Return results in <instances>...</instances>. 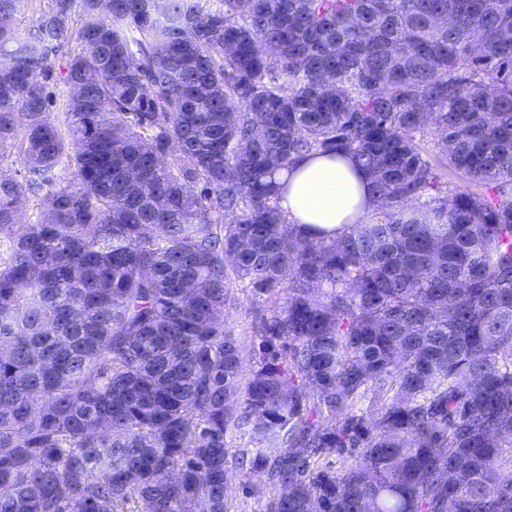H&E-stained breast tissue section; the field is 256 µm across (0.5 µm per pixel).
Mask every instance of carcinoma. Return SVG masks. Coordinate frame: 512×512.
<instances>
[{"label":"carcinoma","instance_id":"1","mask_svg":"<svg viewBox=\"0 0 512 512\" xmlns=\"http://www.w3.org/2000/svg\"><path fill=\"white\" fill-rule=\"evenodd\" d=\"M222 2L0 0V512H228L231 424L266 512H512V0ZM310 152L375 195L331 240L277 204ZM51 0H22L16 13L15 29L19 34H27L32 21L47 9ZM64 61V54L62 55L61 53L52 58V71L46 80L47 91L51 93L50 111L54 113L62 112L65 106V89L57 81V76ZM24 172L22 157L16 148L4 147L0 150V174L21 179ZM229 294L224 306V328L231 329L240 345V387L243 389L253 368V346L256 342L257 324L261 315H269L273 305L266 295L258 294L234 277L229 284Z\"/></svg>","mask_w":512,"mask_h":512}]
</instances>
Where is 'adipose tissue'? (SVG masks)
I'll return each mask as SVG.
<instances>
[{
	"instance_id": "1",
	"label": "adipose tissue",
	"mask_w": 512,
	"mask_h": 512,
	"mask_svg": "<svg viewBox=\"0 0 512 512\" xmlns=\"http://www.w3.org/2000/svg\"><path fill=\"white\" fill-rule=\"evenodd\" d=\"M277 180L281 210L312 234L340 236L372 209L368 175L344 158L302 155Z\"/></svg>"
}]
</instances>
